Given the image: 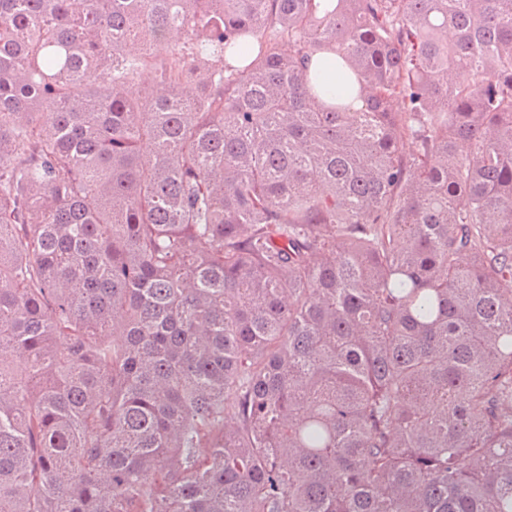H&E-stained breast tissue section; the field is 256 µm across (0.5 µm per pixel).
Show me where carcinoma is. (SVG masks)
Here are the masks:
<instances>
[{
    "label": "carcinoma",
    "instance_id": "carcinoma-1",
    "mask_svg": "<svg viewBox=\"0 0 512 512\" xmlns=\"http://www.w3.org/2000/svg\"><path fill=\"white\" fill-rule=\"evenodd\" d=\"M0 512H512V0H0Z\"/></svg>",
    "mask_w": 512,
    "mask_h": 512
}]
</instances>
